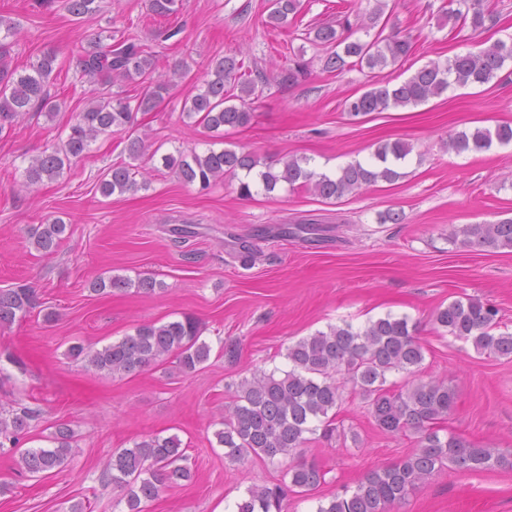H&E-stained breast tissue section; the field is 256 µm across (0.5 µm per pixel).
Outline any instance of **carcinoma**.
<instances>
[{
	"label": "carcinoma",
	"instance_id": "carcinoma-1",
	"mask_svg": "<svg viewBox=\"0 0 512 512\" xmlns=\"http://www.w3.org/2000/svg\"><path fill=\"white\" fill-rule=\"evenodd\" d=\"M61 8L75 20L100 12L99 0H58ZM456 18L476 32L493 21L484 8V0H456ZM300 0H269L267 23L286 28L300 10ZM112 35H94L88 49L78 55L75 71L90 82L103 85L112 79L138 83L151 74L154 59L140 44L125 41L112 45ZM305 40L331 48L324 69H343L347 60L370 70L384 69L401 63L411 51V40L398 32L371 41H349L335 28L322 26L306 33ZM56 54L47 52L29 63V72L16 74L0 69V121H9L21 112L35 108L48 116L59 110L58 103L47 93V81L54 70ZM512 61V42L503 40L477 52L457 54L443 62L432 61L419 68L399 84L376 85L344 102V111L352 117L383 112L390 108L417 106L439 96L449 87L485 84L496 78L507 62ZM242 63L234 56L210 61L203 89L185 99L182 116L197 119L209 130L240 128L250 124L253 112L247 99L256 95L258 79H242ZM240 87V104L229 103L227 87ZM172 83L161 80L141 98L132 101L118 94L99 93L76 115L70 132L60 145L44 150L23 169V185L31 187L43 179L59 176L64 167L80 158L92 141L101 134L120 131L130 124L135 112H151L169 94ZM512 143V126L497 125L461 131L451 139L458 153L483 152L497 145ZM130 162L114 165L99 184L102 196L123 194L138 188L135 162L144 154L139 138L127 144ZM412 147L396 141L378 146L366 162L355 160L335 173L318 172L310 160H269L244 149L210 150L200 155L177 152L162 156L163 167L186 184L197 183L209 188L216 180L229 176L238 179L242 198L253 195V189L273 192L282 184L292 189L306 188L325 198H340L363 186L380 181L392 182L399 177L398 166L411 154ZM66 231L59 218L30 231L36 250L52 253ZM448 240L463 246L478 245L491 249L512 250V219L496 224H469L453 229ZM137 288L146 294L156 288L151 277L133 282L128 278L110 277L93 283L96 292L110 289ZM34 290L24 285L0 290V327L36 308ZM497 310L482 302L453 301L436 309L434 322L455 339L472 343L476 352L512 358V333H495ZM417 325L406 316L390 314L355 329L346 323L330 326L303 337L288 346V369L269 372L257 370L237 385L233 407L220 429L214 433L224 447V458L240 463L254 455L269 462L288 456L300 457L310 436L333 435L334 412L341 406L346 385L368 403L369 413L383 431L399 435L408 430L418 435V448L398 462L370 471L355 487H342L316 512H389L388 507L404 502L420 483L435 477L443 469L458 472H481L512 467V459L469 442L448 432L443 421L453 411L456 391L447 383L420 376L424 360L423 347L416 336ZM211 347L200 340L198 322L185 316L181 320L160 325L144 324L99 349L74 344L68 355L82 359L86 365L109 373H133L174 356L176 366L184 373L192 372L210 357ZM404 372L413 380L393 389L387 387V375ZM38 411L23 406L0 409V451L5 443L17 447L29 422ZM74 430L66 423L57 426L56 447L27 448L20 452V468L29 474L48 473L65 465L72 453ZM177 437L149 436L130 448L112 453L107 464L112 484L124 491L128 512H144L146 503L159 498L168 487L192 479ZM289 485L254 486L247 489L235 504L234 512H282L289 488L301 492L315 490L324 482V473L313 464L303 462L288 467Z\"/></svg>",
	"mask_w": 512,
	"mask_h": 512
}]
</instances>
